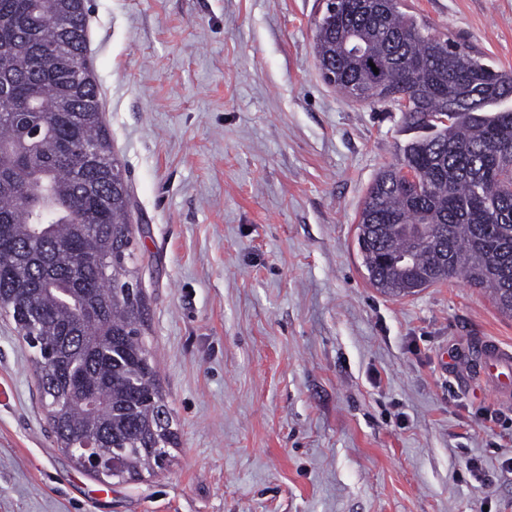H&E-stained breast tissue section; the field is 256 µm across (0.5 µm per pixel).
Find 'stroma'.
<instances>
[{
  "instance_id": "obj_1",
  "label": "stroma",
  "mask_w": 512,
  "mask_h": 512,
  "mask_svg": "<svg viewBox=\"0 0 512 512\" xmlns=\"http://www.w3.org/2000/svg\"><path fill=\"white\" fill-rule=\"evenodd\" d=\"M404 4L512 69V0ZM86 9L176 443L136 480L85 472L0 315V512H512V397L481 377L512 317L459 278L368 282L359 207L412 133L323 82L321 0Z\"/></svg>"
}]
</instances>
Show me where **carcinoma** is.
<instances>
[{
  "label": "carcinoma",
  "instance_id": "carcinoma-1",
  "mask_svg": "<svg viewBox=\"0 0 512 512\" xmlns=\"http://www.w3.org/2000/svg\"><path fill=\"white\" fill-rule=\"evenodd\" d=\"M402 0H337L315 20L324 82L399 106L418 132L375 177L357 244L373 287L406 297L456 276L512 317V70L431 34ZM87 64L85 0H0V311L39 354V386L57 443L98 439L121 478L164 467L174 444L155 364L142 340L129 188ZM379 76L367 72L369 62ZM92 146L97 157H82ZM433 231L405 266L384 265ZM35 336L25 335L33 318ZM96 397L94 409L87 395ZM66 404L57 408L58 396Z\"/></svg>",
  "mask_w": 512,
  "mask_h": 512
}]
</instances>
